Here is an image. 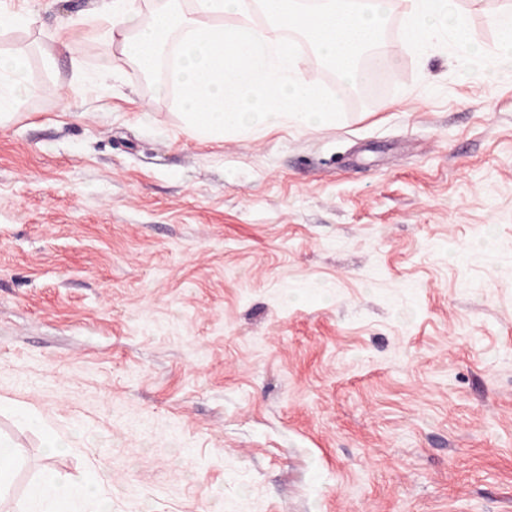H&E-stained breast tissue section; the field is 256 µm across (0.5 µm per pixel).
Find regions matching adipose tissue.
I'll list each match as a JSON object with an SVG mask.
<instances>
[{"instance_id": "adipose-tissue-1", "label": "adipose tissue", "mask_w": 512, "mask_h": 512, "mask_svg": "<svg viewBox=\"0 0 512 512\" xmlns=\"http://www.w3.org/2000/svg\"><path fill=\"white\" fill-rule=\"evenodd\" d=\"M405 3L403 38L414 49L438 38L470 69L489 63L512 70L511 7L493 16L497 39L486 50L476 48L454 0ZM391 10V0H317L308 11L301 0H103L99 21L70 24L53 40L67 47L91 27L106 40H121L145 75L171 62L169 82L158 85V92L177 86L187 132L220 140L258 125L334 123L340 96L366 81L365 52L373 51L379 66L390 65L379 47ZM256 12L266 26L252 23ZM283 28L300 32L315 62L332 66L335 93L306 77L294 43L279 34ZM28 59L23 50L0 55V119L19 110L33 92ZM88 497L87 490L57 475L33 488L22 512H84Z\"/></svg>"}]
</instances>
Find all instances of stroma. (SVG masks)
<instances>
[{
	"label": "stroma",
	"instance_id": "35a3bbf8",
	"mask_svg": "<svg viewBox=\"0 0 512 512\" xmlns=\"http://www.w3.org/2000/svg\"><path fill=\"white\" fill-rule=\"evenodd\" d=\"M507 0H461L478 43ZM0 0L32 98L0 122V512L47 474L108 512H512V72L399 36L335 123L189 137L97 36ZM10 412L19 423L24 425L38 424L42 427L45 436V445L47 448H59L65 449L72 446V442L69 440L68 443H63V437L57 434L49 426L43 423L40 419H37L28 409L26 408H14L0 404V412ZM17 449L9 442L0 440V492L10 484L17 462Z\"/></svg>",
	"mask_w": 512,
	"mask_h": 512
}]
</instances>
